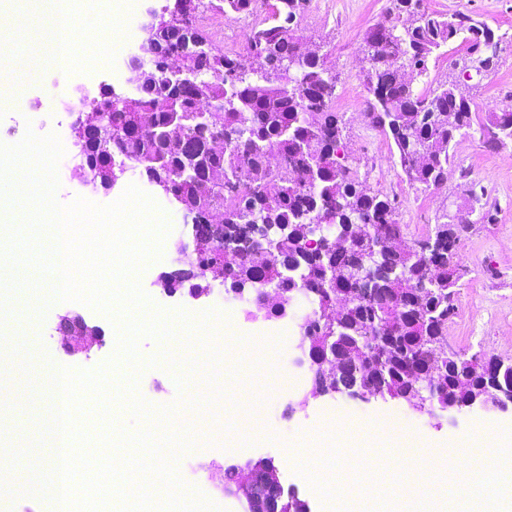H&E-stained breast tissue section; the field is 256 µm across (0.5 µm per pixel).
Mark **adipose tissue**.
Here are the masks:
<instances>
[{"instance_id": "obj_1", "label": "adipose tissue", "mask_w": 512, "mask_h": 512, "mask_svg": "<svg viewBox=\"0 0 512 512\" xmlns=\"http://www.w3.org/2000/svg\"><path fill=\"white\" fill-rule=\"evenodd\" d=\"M385 447L374 456L377 470L402 465L412 499L409 512H431V504L417 490V477L437 465L464 472L467 481L449 485L445 492L452 512H512V486L502 484V475L512 470V448L500 447L488 432L477 430L460 450L429 448L406 431L384 427Z\"/></svg>"}]
</instances>
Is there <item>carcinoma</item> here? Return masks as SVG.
I'll use <instances>...</instances> for the list:
<instances>
[{"label": "carcinoma", "mask_w": 512, "mask_h": 512, "mask_svg": "<svg viewBox=\"0 0 512 512\" xmlns=\"http://www.w3.org/2000/svg\"><path fill=\"white\" fill-rule=\"evenodd\" d=\"M256 0H196L198 13H220L231 20L253 14ZM307 0H274L268 5L264 25L254 29L247 54L257 69L238 76L244 59L211 46L196 17H178L174 5L159 11L162 21L149 38L148 51L158 62L179 55L188 42L210 46L207 53L186 54L188 81L172 84L157 74L142 78L135 96L104 101L112 106V146L104 151L88 137L87 148L103 170L108 160L134 166L143 175L166 183L176 199L197 218L198 234L207 236V213L224 210V223L236 224L257 215L261 232L277 236L275 254L267 253L264 236L257 237L254 252L224 270L227 284L248 291L254 311L264 309L267 289L284 293L310 288L316 294L315 312L307 329L309 358L332 351L336 355L366 345L381 335L379 321L392 319L394 337L385 357L366 365L386 396H405L411 390L409 372L438 370L442 384L435 395L459 406L470 398L461 373L471 384H484L480 364L484 357L466 358L451 350L438 351L434 339L445 342L448 320L454 315L455 288L460 277L448 274L458 264L460 235L452 216L436 218L434 235H455L437 252L417 260L390 249L375 254L371 296L381 299L354 303L344 320L328 324L322 310L336 306L354 289L353 266L365 248L352 236L356 224L376 229V239L386 242L401 233L395 200L374 194L345 163L343 115L334 110L336 74L327 55L313 51L296 57L291 25L300 19ZM424 0H388L381 19L363 37V77L366 108L371 125L393 140L402 171L423 189L438 188L448 180L452 142L473 124L470 102L456 86L444 81L418 92L404 81L402 69L428 72L430 58L457 38L466 51L486 39L512 43L482 21L462 12L440 14L421 8ZM288 60L286 72L278 62ZM214 105L217 112L201 113ZM455 116L448 123L446 113ZM493 136L512 141V110L487 112ZM238 134L231 147L217 153L216 137ZM275 153L285 165L270 169L265 155ZM222 168L233 192H221L206 178V171ZM308 224H332L351 239L350 249L330 246L309 248ZM259 497L276 502L287 512H309L305 501L290 491L259 490Z\"/></svg>", "instance_id": "carcinoma-1"}]
</instances>
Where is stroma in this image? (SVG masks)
Returning a JSON list of instances; mask_svg holds the SVG:
<instances>
[{
    "mask_svg": "<svg viewBox=\"0 0 512 512\" xmlns=\"http://www.w3.org/2000/svg\"><path fill=\"white\" fill-rule=\"evenodd\" d=\"M164 0H116L113 14H106L88 0H80L76 49L80 58L93 59L97 74L74 71L67 77L69 87L82 86L98 92L100 84L112 85L116 92L133 90V75L127 66L143 39L140 26L147 11ZM387 0H308L299 21L297 35L304 48L326 53L337 82L334 105L344 115L343 141L351 165L359 179L375 193L392 188L398 203V220L404 243L424 240L435 228V217L456 211L467 197L466 185L482 192L483 218L463 231L459 258L464 274L459 281L456 313L448 322L449 350L472 355L512 358V142L493 144L483 118L488 109H512V47H506L497 68L472 81L465 94L474 104L473 125L452 144L448 181L440 189H417L402 172L396 147L368 124L364 117L366 90L362 73L361 45L365 31L379 19ZM429 10L442 13L460 11L485 22L494 31L512 33V0H427ZM16 21L0 33L5 52L0 55V83L11 84L23 98L45 96L50 54L37 28L43 18L42 0H0V11ZM73 117L66 106L49 105L40 113L15 109L0 111V126L12 129L14 141L26 132L45 136L59 126L70 125ZM148 190L139 171L119 177L111 192L93 190L81 178L61 180L56 199L66 205L82 197L98 205L117 201L129 185ZM170 231L162 243V256L138 276L144 293L164 310L177 307L192 313L217 309L225 314L216 324L223 349L218 384L223 394L210 399L206 380L205 351L197 339H188L178 357L181 366L171 371L163 365H148L137 379L138 394L151 406L162 408L187 404L198 395L207 403L188 413H177L167 424L169 430L191 429L194 443L179 452L176 467L187 489L204 494L222 512H247L245 499L223 495L219 478L224 466L242 465L250 460L271 459L285 488L295 490L310 512H405L407 507L402 472L378 471L367 465L382 442L371 431L386 418L398 425L414 427L420 439L433 448L463 447L470 433L478 429L499 436L512 448V407L507 410L462 407L419 415L406 404L382 398L361 400L338 393L313 398L309 385L289 392L279 387V376L290 367L291 357L282 343V324L296 325L312 307L300 303L287 320L248 319L246 305L230 298L221 282H213L209 296L195 300L187 291L167 295L161 277L180 266V249L193 244L184 213L165 197H158ZM9 309L0 316V364L8 365L21 386H34L41 394L25 399L12 387H0V448L11 449L14 466L0 470V512H51L49 499L29 494L19 478L25 462L45 454L49 438L42 432L52 411L48 381L55 367L95 369L116 352L117 332L112 321L91 307L69 302L68 310L80 313L101 330L102 344L90 354H69L56 330L59 308L49 307L36 318L33 297L20 289L8 298ZM29 330L30 348L10 340L19 329ZM259 345L266 367L254 376L252 363L234 354L240 342ZM185 377L177 387L175 373ZM253 419L252 430L238 432L236 419ZM304 449L301 458L289 457V447ZM358 449L363 464L349 470L344 448ZM347 483L352 493L338 498L331 489Z\"/></svg>",
    "mask_w": 512,
    "mask_h": 512,
    "instance_id": "35a3bbf8",
    "label": "stroma"
}]
</instances>
